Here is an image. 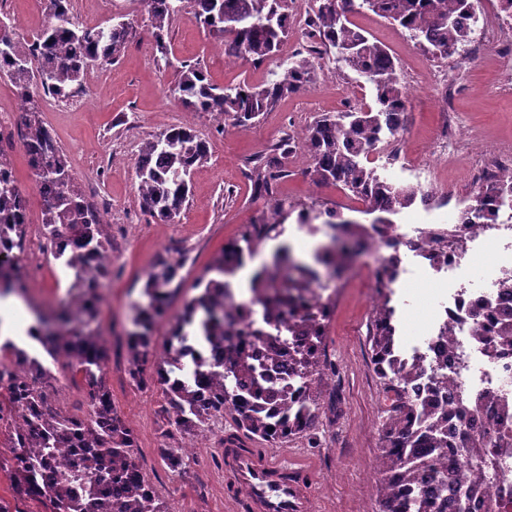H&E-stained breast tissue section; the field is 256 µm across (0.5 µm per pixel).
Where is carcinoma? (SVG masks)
Returning <instances> with one entry per match:
<instances>
[{"label": "carcinoma", "instance_id": "1", "mask_svg": "<svg viewBox=\"0 0 512 512\" xmlns=\"http://www.w3.org/2000/svg\"><path fill=\"white\" fill-rule=\"evenodd\" d=\"M157 52L167 57L165 35L184 0H144ZM196 21L208 33L224 39V52L263 61L274 56L289 33L287 0H190ZM477 0H317L310 37L320 47L288 60L266 86L239 84L218 87L198 64L178 72L170 95L192 112H205L219 123L248 127L279 100L298 92L311 79L320 50H334L336 62L366 78L374 104L346 112L323 113L309 126L301 149L310 160L307 175L317 185L342 186L357 197L367 214H397L421 202L441 206L450 202L418 187L383 178L370 166L373 147L404 127L408 94L398 74L396 58L371 38L351 17L370 11L409 33L410 39L434 58L457 53L469 38ZM131 35L119 23L107 28L81 27L73 20L72 0H48L45 24L34 45L25 46L12 25L0 30V78L16 89L22 102L21 138L32 175L39 187L42 235L46 251L72 276L71 302L58 317L55 332L28 331L53 359H65L80 377L90 400L86 414L70 413L51 399L54 377L40 360L14 341L0 343L12 368H0V420L9 412L5 448H18L12 457L11 478L18 500L46 498L51 512H171L135 465L137 447L132 429L112 405L103 376L107 341L98 323L100 290L109 275L107 241L94 206L75 189L68 159L52 132L40 119L37 98L48 93L69 99L90 67L120 57ZM208 157L207 143L192 129L172 127L146 140L136 166L137 192L144 208L163 223L178 217L192 197L189 175ZM288 175L274 162L252 161L250 177L257 190L269 191L270 181ZM512 203V176H493L478 185L462 208L464 224H498ZM28 201L21 194L10 156L0 148V295L20 284L19 252L27 237ZM297 223L312 224L322 216L336 228L333 246L319 261L340 272L349 245L359 249L372 240L365 225L349 224L334 210L279 201L262 222L216 257L203 291L185 303L171 325L165 356L153 380L167 401L168 428L162 434V458L174 470L188 465L178 439L205 435L229 417L236 433L230 442L260 439L272 446L301 437L315 427L320 411V358L330 306L305 311L288 322V337H250L234 332L240 307L227 302L230 279L271 238L280 236L292 213ZM180 260H160L147 274L148 304L136 310L134 330L125 336L130 378L145 382L141 362L152 350L157 321L182 286ZM398 276L397 260L384 266L383 300L372 311L369 343L374 368L385 399L383 448L379 449L378 512H512V500H494L492 484L512 480L505 472V455L512 448V403L494 402L484 395H460V417L484 416L479 430L448 426V410L438 394L448 387V374L429 375L428 392L414 393L418 373L400 364L393 323L390 285ZM320 285L317 270L294 264L290 247L282 245L274 266L251 281V298L261 302L271 291L288 308ZM479 331L495 345L512 348V308L488 305L473 311ZM460 453V466L469 471L460 481L441 465L447 449Z\"/></svg>", "mask_w": 512, "mask_h": 512}]
</instances>
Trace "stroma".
Masks as SVG:
<instances>
[{
    "mask_svg": "<svg viewBox=\"0 0 512 512\" xmlns=\"http://www.w3.org/2000/svg\"><path fill=\"white\" fill-rule=\"evenodd\" d=\"M79 25L94 27L119 21L134 32L121 56L86 72L73 97L60 101L38 99L41 119L62 147L74 183L94 204L106 224L112 268L101 290L99 324L113 342L105 363L107 383L119 414L133 430L136 458L159 496L173 512H242L241 497L224 492L221 437L223 431L196 438L190 463L173 473L160 456L161 432L166 425L164 394L157 383L136 384L128 375L125 348L119 338L131 330L133 307L145 303L147 273L159 260H183V284L170 305L178 314L184 302L197 296V281L226 244L239 239L256 223L265 200L256 194L246 162L272 155L276 144L289 138L302 142L314 117L369 105L373 90L364 78L345 68L316 69L310 82L279 101L249 128L218 127L208 115L186 109L169 93L182 65L198 63L218 86L246 83L263 86L278 72L280 57L255 63L224 53L194 17L191 7L172 20L166 37L168 56L159 60L149 32L143 0H72ZM357 25L387 46L397 58L409 93L404 131L410 166L391 167L389 180L414 183L413 169L434 165L436 175L428 190L451 194L452 204L423 208L414 204L394 215L396 224H447L457 203L468 198L476 184L473 169L490 163L494 153L512 148V57L489 48L480 59L460 54L447 64L464 74V85L445 98L426 83L425 72L434 59L425 54L403 29L372 12L356 14ZM461 130L476 131L480 149L433 161L426 147L441 137L449 118ZM173 126L193 129L205 138L208 159L192 175L194 197L177 223H158L142 206L137 193L136 159L141 144ZM19 183L28 191V233L25 252L32 263L21 275L26 288L36 293V307L60 309L69 298V281L45 250L41 231L38 189L21 146L7 149ZM288 174L273 185L274 196L332 209L344 218L370 223L358 201L336 186H316L305 173L298 153L283 161ZM373 251L359 254L342 275L325 280L334 292L326 326L324 383L319 420L309 435L285 443V450L306 460L314 471L312 495L315 512H376L378 450L384 420L383 394L371 361L368 327L372 315L370 270L377 263ZM449 279L439 277L427 262L415 263L399 279L394 295L403 348L417 346L439 321L437 302L449 291Z\"/></svg>",
    "mask_w": 512,
    "mask_h": 512,
    "instance_id": "35a3bbf8",
    "label": "stroma"
}]
</instances>
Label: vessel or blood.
Instances as JSON below:
<instances>
[{
	"label": "vessel or blood",
	"mask_w": 512,
	"mask_h": 512,
	"mask_svg": "<svg viewBox=\"0 0 512 512\" xmlns=\"http://www.w3.org/2000/svg\"><path fill=\"white\" fill-rule=\"evenodd\" d=\"M312 480L311 470L300 459L264 448H224L225 488L244 492L249 512H314Z\"/></svg>",
	"instance_id": "b4317fda"
}]
</instances>
